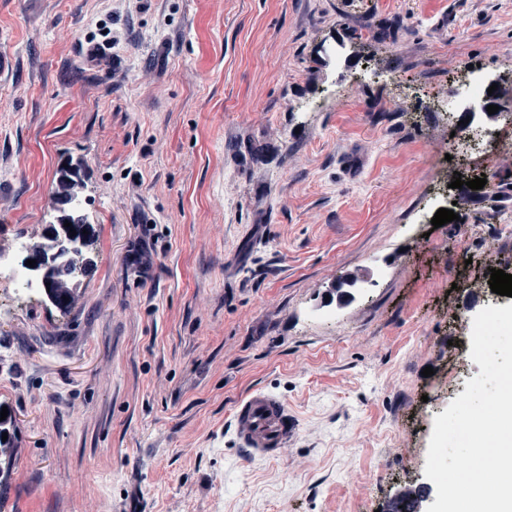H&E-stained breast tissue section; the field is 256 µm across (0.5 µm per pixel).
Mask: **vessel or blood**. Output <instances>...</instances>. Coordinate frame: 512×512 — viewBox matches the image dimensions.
Returning a JSON list of instances; mask_svg holds the SVG:
<instances>
[{
	"instance_id": "1",
	"label": "vessel or blood",
	"mask_w": 512,
	"mask_h": 512,
	"mask_svg": "<svg viewBox=\"0 0 512 512\" xmlns=\"http://www.w3.org/2000/svg\"><path fill=\"white\" fill-rule=\"evenodd\" d=\"M234 442L253 458H275L293 441L297 426L283 398L258 388L238 403L234 416Z\"/></svg>"
}]
</instances>
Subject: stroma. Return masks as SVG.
I'll return each mask as SVG.
<instances>
[{"label":"stroma","instance_id":"1","mask_svg":"<svg viewBox=\"0 0 512 512\" xmlns=\"http://www.w3.org/2000/svg\"><path fill=\"white\" fill-rule=\"evenodd\" d=\"M474 75L512 101V0H0V251L72 159L99 253L68 311L0 287V512H384L423 481L512 274V120L450 139ZM255 388L298 433L246 462Z\"/></svg>","mask_w":512,"mask_h":512}]
</instances>
